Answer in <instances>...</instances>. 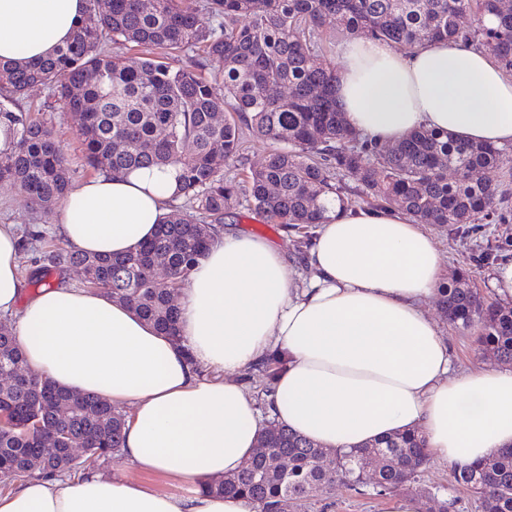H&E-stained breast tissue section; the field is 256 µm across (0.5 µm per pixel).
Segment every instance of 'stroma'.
Wrapping results in <instances>:
<instances>
[{
  "label": "stroma",
  "instance_id": "35a3bbf8",
  "mask_svg": "<svg viewBox=\"0 0 512 512\" xmlns=\"http://www.w3.org/2000/svg\"><path fill=\"white\" fill-rule=\"evenodd\" d=\"M54 100L50 89L38 86L20 100L24 109L41 111L43 117L51 120L60 146L68 159L72 184H79L93 176L87 166L80 142L76 136V123L69 113L52 105ZM508 220L503 224H470L459 228L448 225H429L428 230L443 256V276H451L459 270L468 271L472 285L486 298L495 299L491 278L495 267L512 260V200L506 205ZM237 220L234 230L271 241L285 249L288 264L295 279L307 277L304 264L305 247L298 242L295 233L277 224L264 223L261 218L248 210L246 205L236 209ZM16 225L19 233L39 228L45 233L47 242L60 245L53 224L46 217L35 212L26 193L9 182H0V223ZM426 312L439 318L443 336L448 342L454 361L461 370L493 368L494 358L481 354L473 335L450 325L441 318V302L432 299L425 306ZM401 498L414 499L419 512H478L475 500L461 487L455 485L452 471L447 464L428 459L416 482L407 483L392 490L384 498L361 496L344 488H337L333 495L313 493L309 500L298 506L296 512H392L393 504Z\"/></svg>",
  "mask_w": 512,
  "mask_h": 512
}]
</instances>
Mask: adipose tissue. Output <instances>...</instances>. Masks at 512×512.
Listing matches in <instances>:
<instances>
[{
	"label": "adipose tissue",
	"instance_id": "1",
	"mask_svg": "<svg viewBox=\"0 0 512 512\" xmlns=\"http://www.w3.org/2000/svg\"><path fill=\"white\" fill-rule=\"evenodd\" d=\"M86 16V0H0V59L37 62ZM347 127L380 143L426 128L512 145V77L485 52L432 42L405 55L378 40L340 47ZM174 169L106 171L73 188L51 221L82 253L122 255L170 214ZM293 279L270 242L224 232L179 292L180 342L104 294L55 284L24 298L14 225L0 224V317L28 366L127 413V472L31 478L0 512H259L207 491L256 453L268 421L331 449L418 432L449 467L512 447V368L458 370L423 309L442 256L403 210L332 208ZM285 355L268 413L234 375ZM159 473L176 494L139 481Z\"/></svg>",
	"mask_w": 512,
	"mask_h": 512
}]
</instances>
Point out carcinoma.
<instances>
[{"instance_id":"1","label":"carcinoma","mask_w":512,"mask_h":512,"mask_svg":"<svg viewBox=\"0 0 512 512\" xmlns=\"http://www.w3.org/2000/svg\"><path fill=\"white\" fill-rule=\"evenodd\" d=\"M88 18L56 53L37 63L0 61V123L13 132L0 151V180L20 186L48 215L71 189L68 161L47 120L10 105L35 86L54 91L76 117L77 137L94 170L128 173L173 166L179 190L167 220L150 242L102 257L56 247L33 257L31 284L74 266L84 282L131 308L174 342L179 311L170 295L187 282L240 202L265 223L301 233L324 223L330 206L349 205L342 179L358 177L371 207L390 206L421 224H488L504 219L512 152L415 130L386 150L349 130L334 91L336 68L321 60L320 34L329 26L412 52L444 41L492 54L512 72V6L503 0H88ZM498 19L487 27L484 18ZM108 41L180 50L199 45L203 57L177 68L151 54L127 60L109 54ZM222 65L224 96L202 75ZM277 147L237 179L224 167L240 158L241 126ZM454 180H448V171ZM448 322L475 336L479 349L512 364V306L485 300L463 273L439 289ZM0 468L21 477L75 473L72 449L110 458L123 447L125 414L94 394L64 391L29 370L12 327L0 321ZM285 359L263 363L269 392ZM238 473L209 485L227 497L247 495L260 512H293L319 488L336 484L383 497L416 481L428 453L416 433L329 452L276 422ZM44 456L49 470H32ZM455 484L478 500L481 512H512V448L456 468Z\"/></svg>"}]
</instances>
